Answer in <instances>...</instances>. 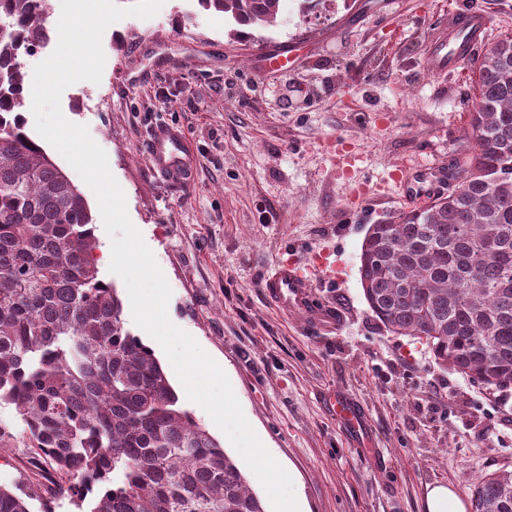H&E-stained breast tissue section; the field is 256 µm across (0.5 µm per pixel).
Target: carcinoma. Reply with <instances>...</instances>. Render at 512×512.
<instances>
[{
  "instance_id": "1",
  "label": "carcinoma",
  "mask_w": 512,
  "mask_h": 512,
  "mask_svg": "<svg viewBox=\"0 0 512 512\" xmlns=\"http://www.w3.org/2000/svg\"><path fill=\"white\" fill-rule=\"evenodd\" d=\"M240 25L280 0H198ZM50 0H0V404L73 482L89 512H265L224 447L179 404L99 277L89 205L24 131L20 57L49 40ZM457 187L372 224L359 275L390 331L491 393L512 387V39L485 48ZM473 512H512V472L487 474ZM0 512H30L0 486Z\"/></svg>"
}]
</instances>
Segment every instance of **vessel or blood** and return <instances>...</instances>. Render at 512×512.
<instances>
[{
    "label": "vessel or blood",
    "mask_w": 512,
    "mask_h": 512,
    "mask_svg": "<svg viewBox=\"0 0 512 512\" xmlns=\"http://www.w3.org/2000/svg\"><path fill=\"white\" fill-rule=\"evenodd\" d=\"M486 28L483 12L459 10L451 28L442 29L428 47L427 62L439 74L454 71L464 60L480 48ZM148 156L152 168L173 181L191 173L194 159L184 133L171 125L160 124L153 128L148 140ZM433 171L421 170L399 178L398 184L405 200L420 202L429 196ZM262 288L269 300L279 307L306 315L314 320L330 319L332 313L320 304L314 294L313 284L288 260L279 261L265 276Z\"/></svg>",
    "instance_id": "obj_1"
}]
</instances>
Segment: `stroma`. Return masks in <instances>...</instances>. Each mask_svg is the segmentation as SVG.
I'll return each mask as SVG.
<instances>
[{"instance_id": "1", "label": "stroma", "mask_w": 512, "mask_h": 512, "mask_svg": "<svg viewBox=\"0 0 512 512\" xmlns=\"http://www.w3.org/2000/svg\"><path fill=\"white\" fill-rule=\"evenodd\" d=\"M463 7L485 12L487 42L512 34V0H280L275 24L244 29L198 0H166L109 26L100 81L61 94L165 274L170 321L224 370L306 512H422L429 485L467 499L481 476L512 470V389L488 393L391 333L359 275L370 225L408 208L396 175L447 172L472 148L479 56L447 75L427 64L434 29ZM288 44L295 61L269 70L262 54ZM159 123L186 133L185 182L150 167ZM286 259L338 327L269 303L261 281ZM337 394L360 429L334 412ZM1 424L17 438L0 448V485L30 494L31 512H82L13 406L0 405Z\"/></svg>"}]
</instances>
